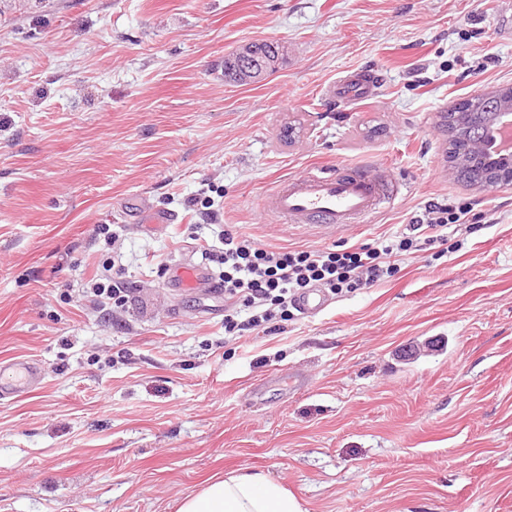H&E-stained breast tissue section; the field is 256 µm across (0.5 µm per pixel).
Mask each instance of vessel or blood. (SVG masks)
Masks as SVG:
<instances>
[{"label": "vessel or blood", "instance_id": "vessel-or-blood-1", "mask_svg": "<svg viewBox=\"0 0 512 512\" xmlns=\"http://www.w3.org/2000/svg\"><path fill=\"white\" fill-rule=\"evenodd\" d=\"M398 183V178L386 170L343 166L327 172L314 167L279 181L268 201L261 204L259 214L277 216L306 235L325 229L343 234L393 198ZM170 285L211 290L215 282L204 266L179 263L171 269ZM328 305L329 295L321 288L305 291L298 300L301 312L310 317ZM42 379L43 370L33 361L1 366L0 397L36 388Z\"/></svg>", "mask_w": 512, "mask_h": 512}]
</instances>
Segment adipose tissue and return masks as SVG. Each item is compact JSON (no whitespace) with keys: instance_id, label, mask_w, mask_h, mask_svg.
Instances as JSON below:
<instances>
[{"instance_id":"1","label":"adipose tissue","mask_w":512,"mask_h":512,"mask_svg":"<svg viewBox=\"0 0 512 512\" xmlns=\"http://www.w3.org/2000/svg\"><path fill=\"white\" fill-rule=\"evenodd\" d=\"M178 512H304L276 479L260 473H231L188 496Z\"/></svg>"}]
</instances>
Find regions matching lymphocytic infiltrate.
Returning a JSON list of instances; mask_svg holds the SVG:
<instances>
[{"instance_id":"f902f5d3","label":"lymphocytic infiltrate","mask_w":512,"mask_h":512,"mask_svg":"<svg viewBox=\"0 0 512 512\" xmlns=\"http://www.w3.org/2000/svg\"><path fill=\"white\" fill-rule=\"evenodd\" d=\"M470 212L466 204L435 205L407 233L337 250L272 247L240 232L221 231L217 244L204 246L202 254L221 267L225 336L277 331L280 322L295 319L296 297L306 289L351 293L394 277L403 255L427 246L443 254L457 251L450 229L466 223Z\"/></svg>"}]
</instances>
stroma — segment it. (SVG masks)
<instances>
[{"label":"stroma","instance_id":"1","mask_svg":"<svg viewBox=\"0 0 512 512\" xmlns=\"http://www.w3.org/2000/svg\"><path fill=\"white\" fill-rule=\"evenodd\" d=\"M503 6L0 0V363L44 371L0 398V512H177L230 472L305 512H512V187L458 181L439 125L512 85ZM262 40L287 47L273 72L225 82V56ZM353 70L383 81L348 105L333 90ZM344 164L402 188L341 236L260 219L280 179ZM465 202L458 252L405 256L271 335L225 340L223 295L169 285L228 226L359 246ZM111 262L131 290L113 313L85 292Z\"/></svg>","mask_w":512,"mask_h":512}]
</instances>
